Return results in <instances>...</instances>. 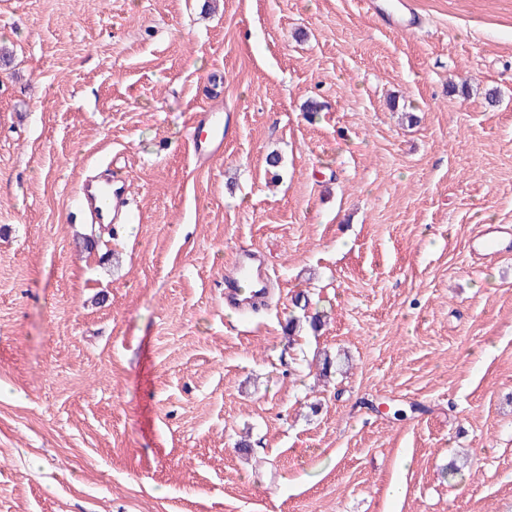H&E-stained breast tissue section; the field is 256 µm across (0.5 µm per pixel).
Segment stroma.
<instances>
[{
	"label": "stroma",
	"mask_w": 512,
	"mask_h": 512,
	"mask_svg": "<svg viewBox=\"0 0 512 512\" xmlns=\"http://www.w3.org/2000/svg\"><path fill=\"white\" fill-rule=\"evenodd\" d=\"M411 2L0 0V512H512V0ZM203 126L210 127V135L194 141V153L197 161H207L224 153V114L219 111L204 112L199 120ZM103 188L97 194L90 191V185H83L80 189L81 201L89 205L96 216L99 223H104L105 216L111 215L110 222H112V213L114 219L118 217L125 206L124 198L116 191L112 192L111 186ZM257 256L250 252L241 253L236 261L234 271L229 274H224V300L228 302H236L238 296V280L236 274L239 273L246 263L254 262L257 260Z\"/></svg>",
	"instance_id": "stroma-1"
}]
</instances>
